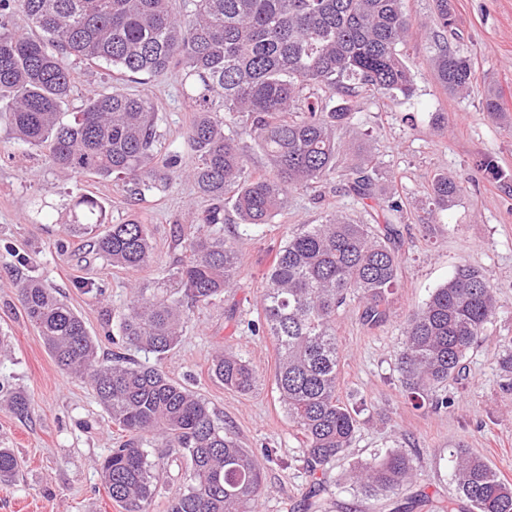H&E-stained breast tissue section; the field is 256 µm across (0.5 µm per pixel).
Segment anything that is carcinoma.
Listing matches in <instances>:
<instances>
[{
    "mask_svg": "<svg viewBox=\"0 0 512 512\" xmlns=\"http://www.w3.org/2000/svg\"><path fill=\"white\" fill-rule=\"evenodd\" d=\"M17 12L42 36L16 31ZM410 26L403 0H0V123L22 146L45 151L61 175L112 178L137 198L167 185V170L177 162L175 154L158 158L155 106L146 95L95 91L65 119L60 107L72 92L75 57L124 76L180 68L195 112L187 131L191 176L199 193L216 202L204 224L224 223L228 194L244 230L269 224L291 191L338 169L349 190L375 202L372 224L331 213L288 237L266 272L262 316L247 322L251 333L275 342L279 399L313 471L343 455L358 429L355 411L337 396L336 314L356 300L363 322L377 326L400 284L401 241L392 217L402 205L375 193L371 177L350 163L356 149L340 144L336 131L361 111L368 92L413 96L411 67L397 50ZM433 66L448 92L469 90L468 55L442 46ZM245 136L270 174H249ZM459 192L446 173L431 182L441 209ZM72 229L90 236L98 258L115 268L137 271L154 258L145 225L106 223L93 196L75 201ZM184 251L154 287L132 290L118 325L123 344L169 353L181 342L187 310L234 286L241 265L234 242L199 231L184 239ZM18 297L58 367L87 378L112 424L126 433L100 464L104 487L124 512H152L162 477L156 460L171 455L185 459L188 470L167 512H256L264 469L204 398L123 353L100 362L82 317L40 280H22ZM497 309L483 272L460 265L411 313L396 369L415 406L428 400L448 408L440 392L458 380ZM211 370L241 394L260 383L231 346L213 354ZM18 468L14 450L0 447V484ZM452 476L456 496L442 501L439 512H459L461 502L472 512H512V484L470 449L453 455ZM415 477L412 456L391 450L358 464L350 480L367 498L394 499Z\"/></svg>",
    "mask_w": 512,
    "mask_h": 512,
    "instance_id": "1",
    "label": "carcinoma"
}]
</instances>
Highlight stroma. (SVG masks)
Instances as JSON below:
<instances>
[{
	"label": "stroma",
	"instance_id": "obj_1",
	"mask_svg": "<svg viewBox=\"0 0 512 512\" xmlns=\"http://www.w3.org/2000/svg\"><path fill=\"white\" fill-rule=\"evenodd\" d=\"M454 26L434 24L435 0H404L413 26L400 52L415 81L411 98L364 99L354 125L339 130L341 141L367 145L374 157L373 177L382 194L398 199L405 219L399 224L400 288L385 323L369 329L357 304L336 316L340 348L338 396L358 411L360 422L351 448L325 469L309 472L302 440L289 422L274 383L276 346L271 337L251 334L243 320L258 319L257 303L267 286L265 272L274 250L302 225L320 223L324 214L369 222V208L358 196L328 181L322 200L297 189L272 223L237 244L241 267L237 286L222 301L189 311L178 347L163 357L135 348L126 356L158 365L172 379L197 392L239 439L265 459V488L259 512H435L452 492L451 460L467 448L512 483V389L498 364L504 346H512V0H449ZM471 56L474 79L465 96L440 85L432 58L440 46ZM73 91L66 109L80 111L87 94L111 87L145 94L158 117L160 154L182 158L169 186L139 200L127 197L109 179L63 178L44 154L18 145L0 126V385L26 392L28 414L14 413L0 400V446L19 461L15 481L0 484V512H122L108 496L100 461L114 446L117 429L88 383L57 366L37 332L26 321L17 283L34 277L56 289L84 319L98 342L101 359L117 347L119 317L131 289L149 286L182 254L177 240L199 224L210 208L183 170L194 162L186 132L194 112L184 95L182 74L171 70L152 78L122 77L105 65L73 64ZM496 94L500 112L483 110L487 94ZM491 160L499 171L483 167ZM448 173L463 190L448 210L428 222L434 174ZM90 194L116 224L138 214L155 248L151 265L136 272L93 257L86 238L67 231L76 197ZM479 268L496 293L498 311L469 353L465 369L448 388V408L414 410L407 403L396 359L402 327L435 288L456 268ZM241 352L261 377L242 395L227 389L209 372L216 347ZM400 449L412 455L420 476L399 499L361 496L349 485L360 462Z\"/></svg>",
	"mask_w": 512,
	"mask_h": 512
}]
</instances>
